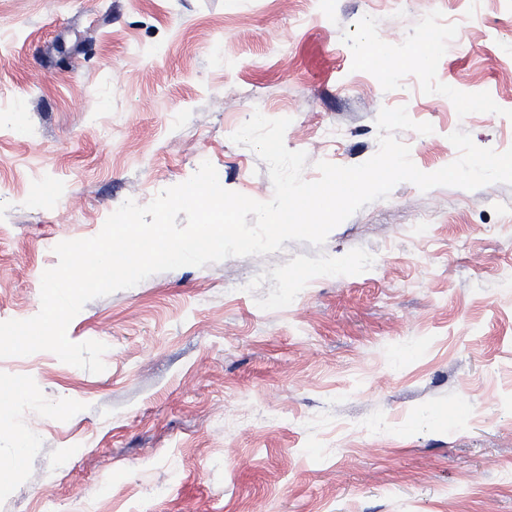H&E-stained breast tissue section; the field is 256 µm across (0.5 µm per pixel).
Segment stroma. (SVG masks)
I'll use <instances>...</instances> for the list:
<instances>
[{
    "mask_svg": "<svg viewBox=\"0 0 512 512\" xmlns=\"http://www.w3.org/2000/svg\"><path fill=\"white\" fill-rule=\"evenodd\" d=\"M398 106L434 128L396 134L421 171L459 129L512 148V0H0V322L35 316L55 245L200 161L271 200L231 139L254 112L314 181ZM67 335L104 371L0 358L37 396L0 410V512H512L510 185L400 183L322 247L153 274Z\"/></svg>",
    "mask_w": 512,
    "mask_h": 512,
    "instance_id": "1",
    "label": "stroma"
}]
</instances>
